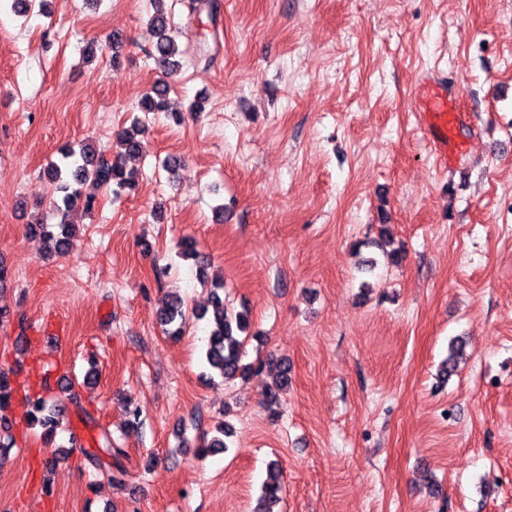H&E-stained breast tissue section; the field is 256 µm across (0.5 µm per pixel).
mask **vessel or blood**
<instances>
[{
  "label": "vessel or blood",
  "instance_id": "b4317fda",
  "mask_svg": "<svg viewBox=\"0 0 512 512\" xmlns=\"http://www.w3.org/2000/svg\"><path fill=\"white\" fill-rule=\"evenodd\" d=\"M415 96L422 118L423 135L429 141L437 160L447 163L456 152L453 138L459 122L456 107L458 95L449 91L442 81L427 79L416 85Z\"/></svg>",
  "mask_w": 512,
  "mask_h": 512
}]
</instances>
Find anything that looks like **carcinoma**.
<instances>
[{
  "label": "carcinoma",
  "instance_id": "carcinoma-1",
  "mask_svg": "<svg viewBox=\"0 0 512 512\" xmlns=\"http://www.w3.org/2000/svg\"><path fill=\"white\" fill-rule=\"evenodd\" d=\"M165 0H154L155 11L149 19V33L151 36L148 54L152 56L163 68L168 76H172L182 67L178 56L182 55L175 38L172 36L170 18L163 7ZM169 84L161 80L157 82L141 103L145 112H167ZM145 123L135 119L130 126L118 130L115 135V155L108 161L99 155L94 146L89 143L82 144L79 149L72 147L63 151V163H52L45 170V177L54 190L62 193V204L57 206L60 216L58 222L49 224L37 221L28 225V233L39 239L44 245H49L55 251L68 249L76 234V226L71 221L72 212L84 205L90 208L91 201H81V191L78 186L86 180L92 179L98 184L115 193L126 190L133 191L136 188L135 174L126 170L125 160L128 157L140 154L144 147ZM182 257L192 259L199 264V272L206 275L207 263L203 260L197 249L196 241L186 238L182 242ZM207 320L210 332L206 343L205 362L208 367L217 373L226 382H231L239 377L243 378L253 371V364L243 362L244 347L250 338V318L247 310L232 311L224 307V279L218 277L211 283V308L199 309L188 312L183 299L172 294L159 312L160 324L166 327L169 337L177 339L183 336L190 319ZM466 341L460 337L451 343L448 359L442 364L443 377L452 375L458 366V359L463 355ZM272 382L266 386L265 400L273 405L279 400L280 394L289 385V366L284 358L271 359L268 362ZM49 370L44 369L39 374V390H33L29 383L22 386L14 385L11 378L0 371V420L8 423V413L13 401L20 390H25L24 402L27 406L26 429L39 430L40 438L45 443L55 440L58 430L65 420V411L62 408L60 393L64 387H56V391L47 393L49 386L47 378ZM230 434V430L221 425L218 435L200 438L198 444L199 455L205 457L227 449L224 437ZM98 448L95 451L85 452L86 460L90 465L101 467V459L98 453L103 452L112 459V469L109 470L110 479L114 483L124 481L126 471L120 462L124 451L112 445V435L109 431H103L97 441ZM283 469L276 459L269 461L266 478L263 481L260 494L251 507L250 512H281L279 504L283 501Z\"/></svg>",
  "mask_w": 512,
  "mask_h": 512
}]
</instances>
